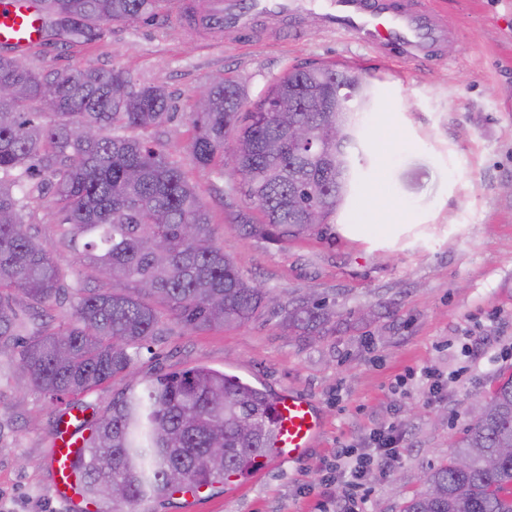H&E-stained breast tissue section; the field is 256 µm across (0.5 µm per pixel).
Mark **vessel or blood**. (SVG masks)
<instances>
[{
	"mask_svg": "<svg viewBox=\"0 0 512 512\" xmlns=\"http://www.w3.org/2000/svg\"><path fill=\"white\" fill-rule=\"evenodd\" d=\"M278 20L279 32L301 36L317 21L321 32L348 35L378 57L428 64L439 59L449 38L440 14L428 0H184L180 19L192 37L205 41L227 32L248 38L263 18ZM41 21L30 0H0V49L18 52L41 43ZM272 460L302 458L323 428L309 397L285 391L271 407ZM84 422L74 418L53 436L49 468L60 499L74 487L72 462L83 446Z\"/></svg>",
	"mask_w": 512,
	"mask_h": 512,
	"instance_id": "b4317fda",
	"label": "vessel or blood"
}]
</instances>
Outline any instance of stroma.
I'll list each match as a JSON object with an SVG mask.
<instances>
[{"instance_id":"obj_1","label":"stroma","mask_w":512,"mask_h":512,"mask_svg":"<svg viewBox=\"0 0 512 512\" xmlns=\"http://www.w3.org/2000/svg\"><path fill=\"white\" fill-rule=\"evenodd\" d=\"M453 37L439 64L380 61L342 34L307 27L300 39L260 34L203 46L177 13L150 24L116 22L88 45L46 42L23 50L39 73L120 67L140 85L163 87L175 119L145 132L178 144L184 169L208 206L218 242L248 278L282 298L333 305L341 332L289 334L262 312L236 327L186 332L167 322L118 375L64 406L93 424L126 387L202 365L318 407L323 430L305 457L269 462L200 489L147 500L135 512H329L343 490L332 466L342 446L362 448L393 426L401 454L364 485L368 512H399L429 467L473 420V403L512 371V0H446ZM319 60L361 68L375 94L352 150L357 185L329 234L246 236L224 206L223 179L198 169L187 150L195 91L219 72L248 101L289 67ZM388 196L410 216L366 213ZM38 392L18 395L13 355L0 352V512H79L52 490L50 432L61 415Z\"/></svg>"}]
</instances>
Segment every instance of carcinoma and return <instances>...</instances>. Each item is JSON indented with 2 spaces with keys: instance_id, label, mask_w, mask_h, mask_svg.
Instances as JSON below:
<instances>
[{
  "instance_id": "1",
  "label": "carcinoma",
  "mask_w": 512,
  "mask_h": 512,
  "mask_svg": "<svg viewBox=\"0 0 512 512\" xmlns=\"http://www.w3.org/2000/svg\"><path fill=\"white\" fill-rule=\"evenodd\" d=\"M44 37L91 44L114 22L148 23L176 0H35ZM0 352L15 351L20 384L51 402L87 393L129 371L132 349L161 331L164 315L196 332L243 324L269 307L271 292L243 277L216 241L207 205L172 152L141 133L174 118L161 86L133 85L117 67L43 76L0 55ZM188 115L189 154L203 169L237 177L225 206L249 235L273 229L296 238L335 223L354 182L350 148L371 86L362 71L305 62L274 79L244 109L240 83L219 75ZM344 134L336 139V120ZM304 126L312 142L288 139ZM234 150L225 159L228 149ZM243 194L259 214L234 209ZM49 198L60 232L41 238L31 205ZM322 210L311 223L309 209ZM71 254L76 268L59 261ZM74 293L71 319L19 340V311ZM288 330L336 325L326 301L277 304ZM274 396L236 375L194 367L162 374L112 401L84 439L77 494L94 512L163 500L184 475L196 488L224 482L270 449ZM215 448L224 449L219 460ZM448 461L426 473L424 490L400 512H512V373L452 443ZM465 457L467 468L457 465ZM124 497L115 499L112 490Z\"/></svg>"
}]
</instances>
